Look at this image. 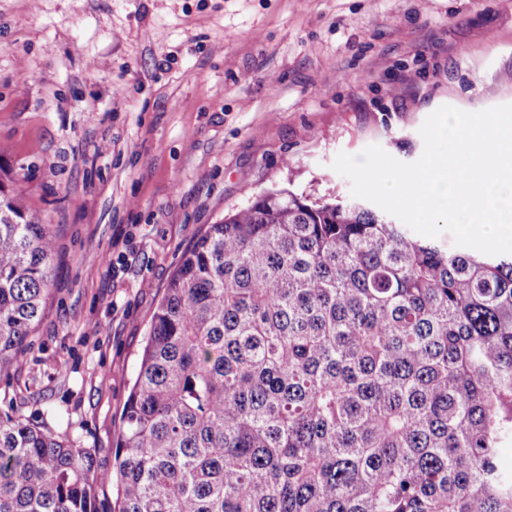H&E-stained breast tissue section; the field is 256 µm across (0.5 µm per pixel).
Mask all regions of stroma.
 <instances>
[{"mask_svg":"<svg viewBox=\"0 0 512 512\" xmlns=\"http://www.w3.org/2000/svg\"><path fill=\"white\" fill-rule=\"evenodd\" d=\"M512 103V0H0V167L56 238L0 411L112 448L152 317L209 225L332 163H410L443 105Z\"/></svg>","mask_w":512,"mask_h":512,"instance_id":"obj_1","label":"stroma"}]
</instances>
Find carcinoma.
Instances as JSON below:
<instances>
[{
	"label": "carcinoma",
	"mask_w": 512,
	"mask_h": 512,
	"mask_svg": "<svg viewBox=\"0 0 512 512\" xmlns=\"http://www.w3.org/2000/svg\"><path fill=\"white\" fill-rule=\"evenodd\" d=\"M0 178V375L55 240ZM512 256L442 249L360 201L270 191L183 253L110 475L0 415V512H512Z\"/></svg>",
	"instance_id": "obj_1"
}]
</instances>
